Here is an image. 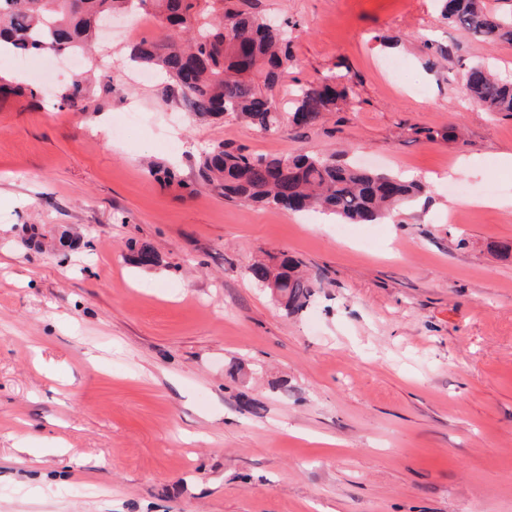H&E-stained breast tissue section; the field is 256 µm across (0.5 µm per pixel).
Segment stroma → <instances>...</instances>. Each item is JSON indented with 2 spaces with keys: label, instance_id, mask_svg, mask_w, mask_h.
I'll return each mask as SVG.
<instances>
[{
  "label": "stroma",
  "instance_id": "obj_1",
  "mask_svg": "<svg viewBox=\"0 0 512 512\" xmlns=\"http://www.w3.org/2000/svg\"><path fill=\"white\" fill-rule=\"evenodd\" d=\"M254 2L291 40L281 111L339 66L359 105L273 133L197 121L125 62L157 20H113L93 112L56 96L75 69L0 59V512H512V114L460 80L475 63L512 79V45L449 27L443 0ZM30 83L43 99L18 95ZM447 127L455 140L421 135ZM216 140L343 148L429 191L343 234L197 186ZM32 224L83 246L31 248ZM143 245L160 268L131 263ZM269 252L316 280L303 312L250 280Z\"/></svg>",
  "mask_w": 512,
  "mask_h": 512
}]
</instances>
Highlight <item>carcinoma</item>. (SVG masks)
Masks as SVG:
<instances>
[{
    "mask_svg": "<svg viewBox=\"0 0 512 512\" xmlns=\"http://www.w3.org/2000/svg\"><path fill=\"white\" fill-rule=\"evenodd\" d=\"M146 9L167 27L159 39L133 44L129 59L163 71L169 99L199 120L233 116L276 132L286 121L313 125L340 101L355 103L351 77L338 71L296 90L292 111L280 112L273 91L293 61L289 40L250 0H0V44H9L18 57L47 52L83 56L97 44L103 17ZM444 18L473 36L512 44V7L502 12L486 0H447ZM95 82L112 92L108 75L80 77L59 91L60 103L75 112L91 111ZM462 82L480 108L512 113V81L477 63L463 72ZM197 175L200 184L230 202L317 210L350 224H375L428 192L419 181L350 165L335 154L269 157L223 141L202 153ZM133 263L151 269L159 259L153 249L142 247ZM300 267L293 257L272 255L267 263L253 264L249 274L277 294L281 309L297 313L315 294Z\"/></svg>",
    "mask_w": 512,
    "mask_h": 512,
    "instance_id": "1",
    "label": "carcinoma"
}]
</instances>
